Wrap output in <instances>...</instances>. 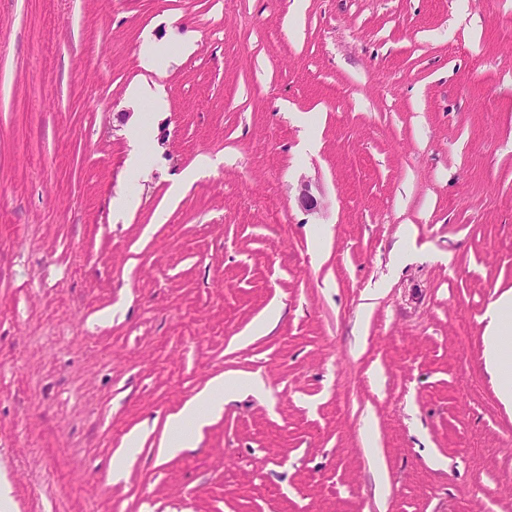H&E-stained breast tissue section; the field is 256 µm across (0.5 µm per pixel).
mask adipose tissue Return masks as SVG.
<instances>
[{
  "instance_id": "1",
  "label": "adipose tissue",
  "mask_w": 512,
  "mask_h": 512,
  "mask_svg": "<svg viewBox=\"0 0 512 512\" xmlns=\"http://www.w3.org/2000/svg\"><path fill=\"white\" fill-rule=\"evenodd\" d=\"M510 312L511 289L501 293L485 314L484 359L499 401L506 410L512 411V331L504 322L505 314ZM241 393L263 397L267 391L264 382L257 377L218 376L211 379L176 413L169 415L167 432L160 443L161 454L171 457L195 447L203 428L223 412L229 399Z\"/></svg>"
}]
</instances>
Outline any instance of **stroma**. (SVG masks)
Instances as JSON below:
<instances>
[{
    "label": "stroma",
    "mask_w": 512,
    "mask_h": 512,
    "mask_svg": "<svg viewBox=\"0 0 512 512\" xmlns=\"http://www.w3.org/2000/svg\"><path fill=\"white\" fill-rule=\"evenodd\" d=\"M150 40L161 113L126 98ZM138 116L153 171L119 215ZM510 288L512 0H0L8 512H512L482 319ZM220 375L269 395L159 460ZM168 48L165 43H146L139 53V64L144 71L160 72L159 67L168 61ZM140 443V435L131 433L127 438L123 448H119L112 461V475L115 480H120L125 475L126 462L132 457Z\"/></svg>",
    "instance_id": "stroma-1"
}]
</instances>
